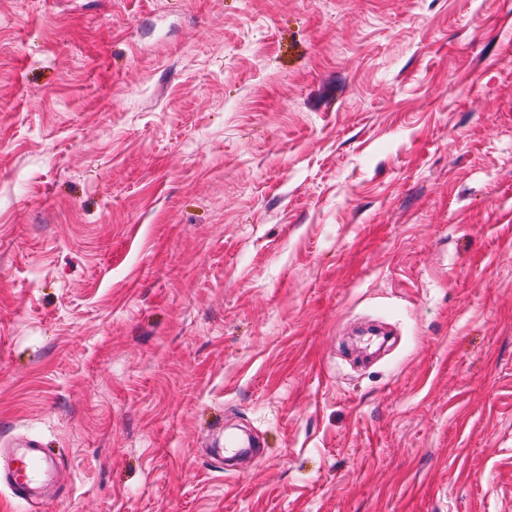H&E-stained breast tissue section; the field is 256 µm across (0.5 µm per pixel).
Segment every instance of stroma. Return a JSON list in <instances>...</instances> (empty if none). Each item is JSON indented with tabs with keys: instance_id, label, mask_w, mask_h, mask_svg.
I'll list each match as a JSON object with an SVG mask.
<instances>
[{
	"instance_id": "1",
	"label": "stroma",
	"mask_w": 512,
	"mask_h": 512,
	"mask_svg": "<svg viewBox=\"0 0 512 512\" xmlns=\"http://www.w3.org/2000/svg\"><path fill=\"white\" fill-rule=\"evenodd\" d=\"M25 435L41 512H512V0H0Z\"/></svg>"
}]
</instances>
